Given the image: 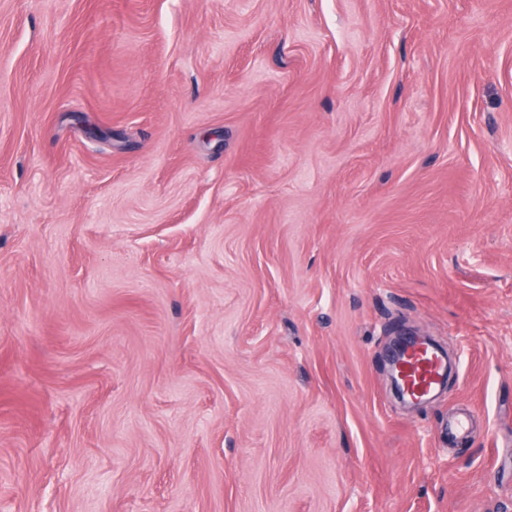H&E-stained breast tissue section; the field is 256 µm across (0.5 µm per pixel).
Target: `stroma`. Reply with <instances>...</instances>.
<instances>
[{
    "mask_svg": "<svg viewBox=\"0 0 512 512\" xmlns=\"http://www.w3.org/2000/svg\"><path fill=\"white\" fill-rule=\"evenodd\" d=\"M0 512H512V0H0ZM391 347L389 355V379L395 394L405 400V393L400 387V365L402 357L412 347L413 349L404 359L402 365L403 383L408 397L417 399L428 396L436 387L439 377L445 371V363L440 359L432 342L414 331H405L398 335ZM429 345V346H420ZM439 350L437 347H435ZM444 358L446 354L439 350Z\"/></svg>",
    "mask_w": 512,
    "mask_h": 512,
    "instance_id": "obj_1",
    "label": "stroma"
}]
</instances>
